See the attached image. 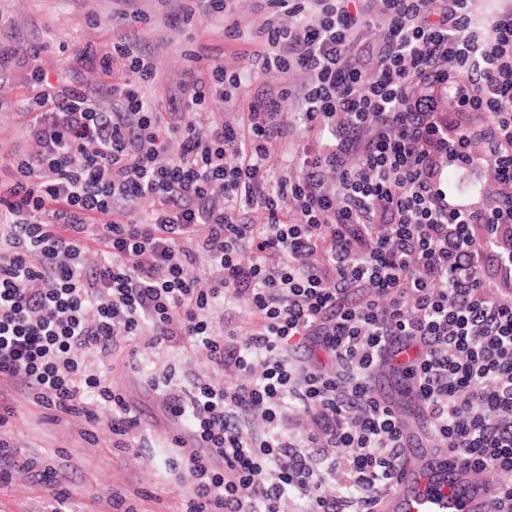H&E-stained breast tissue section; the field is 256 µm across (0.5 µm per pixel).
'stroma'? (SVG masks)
Returning a JSON list of instances; mask_svg holds the SVG:
<instances>
[{
    "label": "stroma",
    "mask_w": 512,
    "mask_h": 512,
    "mask_svg": "<svg viewBox=\"0 0 512 512\" xmlns=\"http://www.w3.org/2000/svg\"><path fill=\"white\" fill-rule=\"evenodd\" d=\"M119 11L141 19L155 66L148 92L163 101L173 96L183 79L185 50L221 53L225 68L246 71L265 18L258 0H236L240 36L234 40L224 33L222 14L202 8L188 11L186 0H0V45L34 49L35 66L61 70L75 46L98 48L111 42L112 15ZM30 68L0 63L6 74L0 81V142L21 155L37 148L20 117L28 103ZM83 358L141 412L133 447L113 448L112 434L104 426L84 438L86 423L80 417L47 422L43 408L19 394L14 397L16 418L0 427V440L17 443L21 457L52 464L64 474L72 491L71 512H113L108 500L112 488L128 494L147 491V498L139 502L141 512H178L191 476L179 465L173 440L185 434L189 421L172 418L166 408L167 392L150 390L145 380L172 369L184 385L211 373L231 387L242 382V375L213 371L204 348L155 347L145 339L134 356L125 349L109 355L90 350ZM49 498L48 486L17 470L10 484L0 487V512H43Z\"/></svg>",
    "instance_id": "obj_1"
}]
</instances>
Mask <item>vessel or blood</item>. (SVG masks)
<instances>
[{"mask_svg": "<svg viewBox=\"0 0 512 512\" xmlns=\"http://www.w3.org/2000/svg\"><path fill=\"white\" fill-rule=\"evenodd\" d=\"M402 423L407 444L418 459L403 463L398 491L380 502L379 512H489L491 488L474 480L467 468L427 447L419 410L404 415Z\"/></svg>", "mask_w": 512, "mask_h": 512, "instance_id": "obj_1", "label": "vessel or blood"}]
</instances>
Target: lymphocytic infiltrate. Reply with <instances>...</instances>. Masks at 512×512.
<instances>
[{"mask_svg":"<svg viewBox=\"0 0 512 512\" xmlns=\"http://www.w3.org/2000/svg\"><path fill=\"white\" fill-rule=\"evenodd\" d=\"M264 2L250 71L300 72V90L246 96L221 55L193 53L179 95L156 102L152 57L120 17L111 51L68 59L75 73L98 58L97 85L37 73L24 125L39 149L0 148V381L127 448L140 415L82 352L144 335L202 347L246 380L201 379L167 404L190 421L182 512H282L290 497L375 512L406 443L373 377L410 344L398 372L431 447L495 474L492 512H512V10L478 27L468 0ZM291 96L315 141L288 174L272 151ZM216 97L244 119L199 125ZM489 161L495 188L453 204L449 164ZM229 295L259 319L247 335L213 317ZM295 413L311 422L297 438Z\"/></svg>","mask_w":512,"mask_h":512,"instance_id":"1","label":"lymphocytic infiltrate"}]
</instances>
